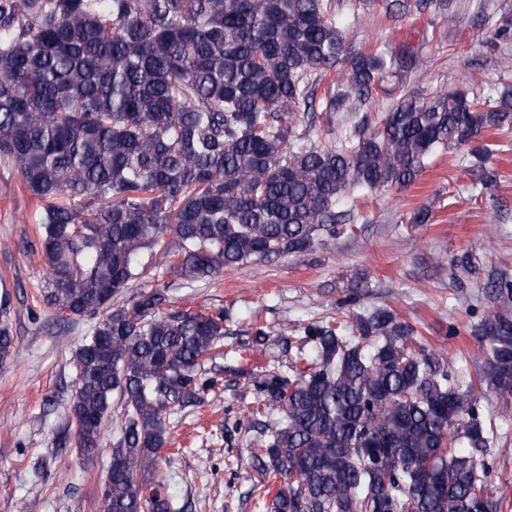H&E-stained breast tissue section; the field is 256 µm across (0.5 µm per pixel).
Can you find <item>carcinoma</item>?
I'll use <instances>...</instances> for the list:
<instances>
[{"label": "carcinoma", "instance_id": "obj_1", "mask_svg": "<svg viewBox=\"0 0 512 512\" xmlns=\"http://www.w3.org/2000/svg\"><path fill=\"white\" fill-rule=\"evenodd\" d=\"M413 51H353L329 0H0V158L40 202L42 301L96 317L69 406L92 460L113 396L125 419L102 512H175L146 477L170 417L224 390L230 315L164 311L154 270L192 283L342 236L361 193L414 183L437 151L484 162L512 125V87L401 97L375 126L315 142L296 112H356ZM347 67L316 99L310 81ZM130 303L112 307L124 291ZM471 327L482 379L512 395V279ZM0 304V365L15 354ZM299 326L288 360L251 373L253 400L224 424L250 440L259 512H496L473 385L390 309Z\"/></svg>", "mask_w": 512, "mask_h": 512}]
</instances>
